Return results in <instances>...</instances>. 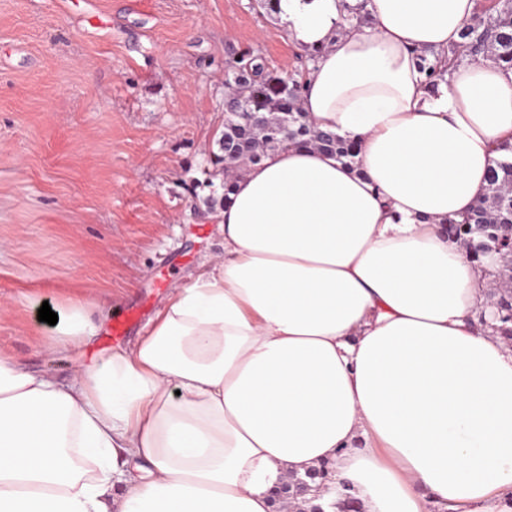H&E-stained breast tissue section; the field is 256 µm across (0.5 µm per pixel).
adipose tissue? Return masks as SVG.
Wrapping results in <instances>:
<instances>
[{
    "label": "adipose tissue",
    "mask_w": 512,
    "mask_h": 512,
    "mask_svg": "<svg viewBox=\"0 0 512 512\" xmlns=\"http://www.w3.org/2000/svg\"><path fill=\"white\" fill-rule=\"evenodd\" d=\"M275 0L318 56L301 108L355 141L266 155L218 215L222 259L171 288L143 336L69 382L0 351V512H271L285 473L327 466L367 512H512V347L449 240L512 143V69L425 60L477 0ZM79 352L92 301L54 305Z\"/></svg>",
    "instance_id": "adipose-tissue-1"
}]
</instances>
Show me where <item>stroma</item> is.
I'll use <instances>...</instances> for the list:
<instances>
[{
  "mask_svg": "<svg viewBox=\"0 0 512 512\" xmlns=\"http://www.w3.org/2000/svg\"><path fill=\"white\" fill-rule=\"evenodd\" d=\"M305 54L256 0H0V351L65 382L109 350L114 312L142 310L224 255L210 156L224 61ZM95 301L101 328L50 355L41 302Z\"/></svg>",
  "mask_w": 512,
  "mask_h": 512,
  "instance_id": "35a3bbf8",
  "label": "stroma"
}]
</instances>
